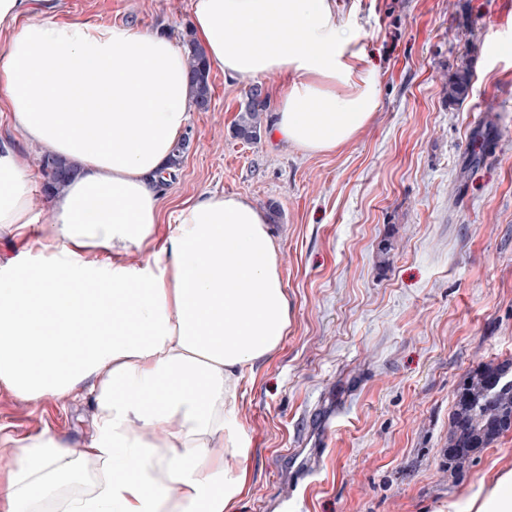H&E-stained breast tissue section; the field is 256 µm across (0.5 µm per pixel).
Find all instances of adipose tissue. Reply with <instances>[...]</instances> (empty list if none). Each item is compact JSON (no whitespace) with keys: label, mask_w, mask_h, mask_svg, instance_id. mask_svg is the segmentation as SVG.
I'll list each match as a JSON object with an SVG mask.
<instances>
[{"label":"adipose tissue","mask_w":512,"mask_h":512,"mask_svg":"<svg viewBox=\"0 0 512 512\" xmlns=\"http://www.w3.org/2000/svg\"><path fill=\"white\" fill-rule=\"evenodd\" d=\"M0 0V94L26 150L0 142V233L43 225L51 250L0 262V386L96 411L82 448L45 433L0 456V512H233L250 453L237 406L244 369L291 323L277 239L250 198L199 194L158 240L157 185L195 106L174 40L122 24L44 19ZM209 68L286 82L271 130L307 153L363 131L380 80L336 0H192ZM68 162L44 200L29 148ZM146 261H138V254ZM93 488L57 496L78 458Z\"/></svg>","instance_id":"adipose-tissue-1"}]
</instances>
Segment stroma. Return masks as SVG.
<instances>
[{
  "instance_id": "35a3bbf8",
  "label": "stroma",
  "mask_w": 512,
  "mask_h": 512,
  "mask_svg": "<svg viewBox=\"0 0 512 512\" xmlns=\"http://www.w3.org/2000/svg\"><path fill=\"white\" fill-rule=\"evenodd\" d=\"M380 77L356 138L306 153L232 126L251 82L210 73L189 149L160 188L157 238L203 192L277 204L291 325L242 373L249 486L237 512H439L512 471V432L462 475L448 467L455 390L512 358V0H339ZM58 18L193 38L191 0H54ZM471 66L467 97L446 86ZM94 403L0 388V432L82 447ZM312 473L297 479L301 458Z\"/></svg>"
}]
</instances>
